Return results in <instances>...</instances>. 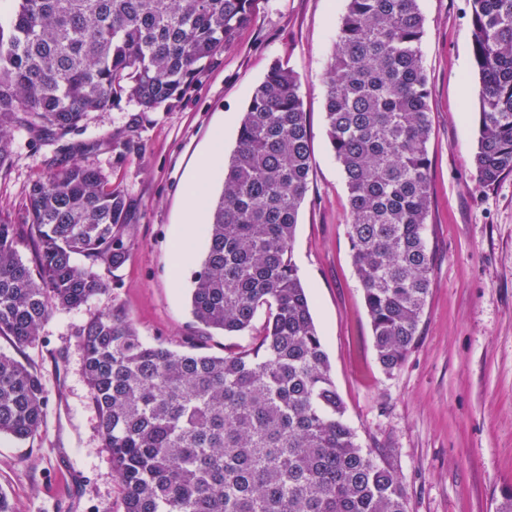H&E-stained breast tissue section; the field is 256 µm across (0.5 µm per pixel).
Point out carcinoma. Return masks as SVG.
Returning <instances> with one entry per match:
<instances>
[{"label": "carcinoma", "instance_id": "carcinoma-1", "mask_svg": "<svg viewBox=\"0 0 512 512\" xmlns=\"http://www.w3.org/2000/svg\"><path fill=\"white\" fill-rule=\"evenodd\" d=\"M0 28V168L9 130L64 137L90 112L173 99L253 17L254 0H16ZM480 81L475 178L512 174V0H468ZM420 0H346L323 82L326 134L343 173L347 234L381 368L418 340L432 288L431 91ZM296 73L279 61L253 89L211 203L191 311L256 342L213 354L148 344L119 307L78 332L120 512H407L395 472L345 418L307 288L293 259L312 170ZM126 202L94 167L35 181L25 221L0 215V336L21 348L57 308L107 290L126 261ZM31 241L25 262L18 245ZM85 263L76 262V257ZM30 366L0 355V435L26 441L45 420Z\"/></svg>", "mask_w": 512, "mask_h": 512}]
</instances>
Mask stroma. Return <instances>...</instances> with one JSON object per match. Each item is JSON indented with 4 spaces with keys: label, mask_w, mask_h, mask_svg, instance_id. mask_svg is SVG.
Returning <instances> with one entry per match:
<instances>
[{
    "label": "stroma",
    "mask_w": 512,
    "mask_h": 512,
    "mask_svg": "<svg viewBox=\"0 0 512 512\" xmlns=\"http://www.w3.org/2000/svg\"><path fill=\"white\" fill-rule=\"evenodd\" d=\"M344 7L345 0H256L253 21L178 98L148 112L115 102L59 141L12 130L0 213L22 223L30 187L54 159L89 163L126 200L129 245L108 290L79 309L54 311L35 344L19 349L0 337V353L35 369L47 396L36 436L20 443L0 435V493L16 512L120 510L119 480L82 374L77 332L92 316L121 307L144 341L177 350L191 335L217 354L252 343V333L227 336L194 321L192 274L207 241L199 239L181 269L173 241L214 132L223 130V153L231 155L250 94L277 60L299 78L311 131L293 254L348 423L362 447L395 470L408 512H496L512 492V175L489 188L474 177L479 80L468 0H420L433 285L418 342L390 374L376 360L347 235V190L326 136L323 77Z\"/></svg>",
    "instance_id": "stroma-1"
}]
</instances>
